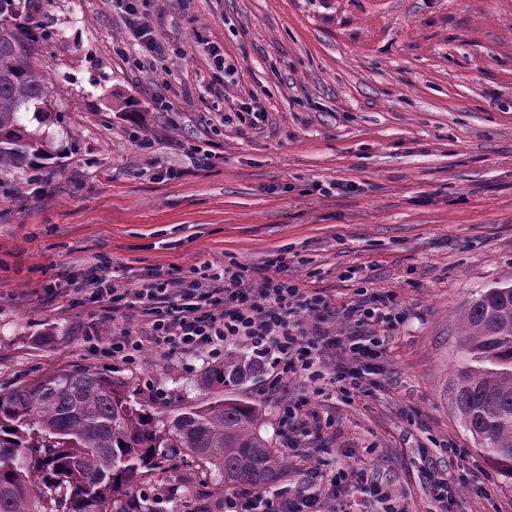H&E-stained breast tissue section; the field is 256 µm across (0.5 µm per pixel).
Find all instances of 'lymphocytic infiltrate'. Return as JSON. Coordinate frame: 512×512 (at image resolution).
<instances>
[{
  "instance_id": "lymphocytic-infiltrate-1",
  "label": "lymphocytic infiltrate",
  "mask_w": 512,
  "mask_h": 512,
  "mask_svg": "<svg viewBox=\"0 0 512 512\" xmlns=\"http://www.w3.org/2000/svg\"><path fill=\"white\" fill-rule=\"evenodd\" d=\"M90 283L95 298H110L113 310L138 303L158 353L177 348L213 352L239 343L249 345L277 370L268 385L274 394L285 375L313 383L323 380L326 359L336 349L347 357L332 379L338 392L345 397L365 392L364 377L380 354V343L355 331H336L334 324L396 318L395 298L390 294L372 295L338 308L320 292L276 276L254 281L230 267L218 285L170 280L130 288L97 273ZM321 479L323 492L318 496L301 490L285 496L251 491L225 494L224 512H361L358 503L345 495L348 484L377 496L384 493L367 469L354 465L322 474Z\"/></svg>"
}]
</instances>
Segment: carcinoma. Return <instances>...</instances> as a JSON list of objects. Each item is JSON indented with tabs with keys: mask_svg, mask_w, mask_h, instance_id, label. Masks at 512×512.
<instances>
[{
	"mask_svg": "<svg viewBox=\"0 0 512 512\" xmlns=\"http://www.w3.org/2000/svg\"><path fill=\"white\" fill-rule=\"evenodd\" d=\"M37 0H0V171L37 170L51 155L21 113L44 123L48 39ZM462 361L452 405L477 448L512 480V275L481 290L458 316ZM266 361L235 348L200 375L201 401L159 427L126 382L87 368L58 369L0 390V512H136L139 479L161 448H179L223 477L219 493H283L288 454L263 437L264 413L239 395Z\"/></svg>",
	"mask_w": 512,
	"mask_h": 512,
	"instance_id": "carcinoma-1",
	"label": "carcinoma"
}]
</instances>
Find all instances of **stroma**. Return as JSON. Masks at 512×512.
Here are the masks:
<instances>
[{
    "label": "stroma",
    "instance_id": "1",
    "mask_svg": "<svg viewBox=\"0 0 512 512\" xmlns=\"http://www.w3.org/2000/svg\"><path fill=\"white\" fill-rule=\"evenodd\" d=\"M36 8L57 154L33 176L0 171V389L71 366L124 380L162 425L199 401L223 354L112 358L114 337L146 332L91 301L101 259L131 284L237 265L339 305L389 292L401 322L359 328L383 341L370 395L313 396L324 446L293 458L289 490L363 464L403 512H441L435 476L464 481L451 512H512V483L451 404L456 316L512 274V0H139L151 68L117 0ZM265 386L242 394L284 450ZM219 480L180 456L136 497L219 512Z\"/></svg>",
    "mask_w": 512,
    "mask_h": 512
}]
</instances>
